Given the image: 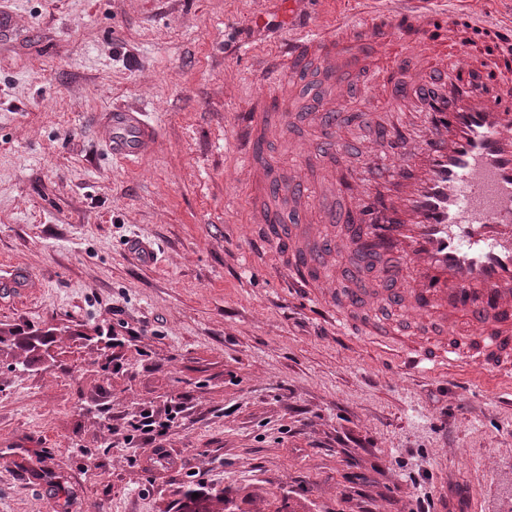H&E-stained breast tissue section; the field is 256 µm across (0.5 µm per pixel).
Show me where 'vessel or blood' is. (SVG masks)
Here are the masks:
<instances>
[{
	"label": "vessel or blood",
	"instance_id": "1",
	"mask_svg": "<svg viewBox=\"0 0 512 512\" xmlns=\"http://www.w3.org/2000/svg\"><path fill=\"white\" fill-rule=\"evenodd\" d=\"M424 0H397L376 22L352 17L332 27L293 31L262 76L275 104L258 97L237 119L236 152L247 173L240 202L251 236L275 250L289 283L341 331L396 340L389 301L420 310L413 328L427 341L408 344V369L425 375L444 366L512 371V21L489 24L477 43L470 17L423 10ZM396 44L439 58L411 81H394L398 98L421 102L428 121L419 138L394 147L382 196L352 209L325 206L317 224L309 187L283 180L264 150L292 114L290 103L318 79L363 90L362 69L341 59ZM307 118L322 134L299 141L321 169L339 151L345 120L321 103ZM113 160L133 162L154 147L158 131L145 113L111 111L96 120Z\"/></svg>",
	"mask_w": 512,
	"mask_h": 512
}]
</instances>
